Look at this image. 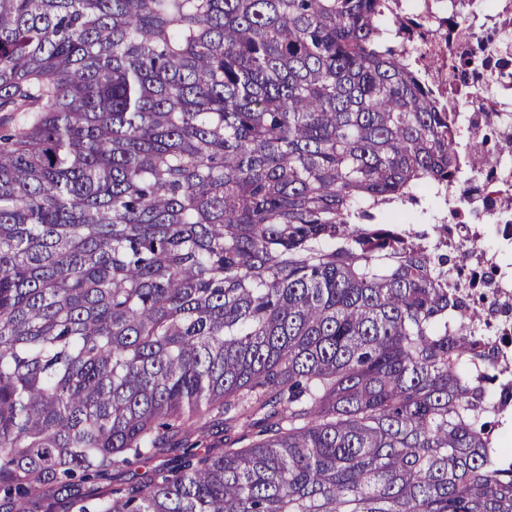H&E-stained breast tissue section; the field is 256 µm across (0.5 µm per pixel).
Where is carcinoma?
<instances>
[{
	"label": "carcinoma",
	"instance_id": "obj_1",
	"mask_svg": "<svg viewBox=\"0 0 512 512\" xmlns=\"http://www.w3.org/2000/svg\"><path fill=\"white\" fill-rule=\"evenodd\" d=\"M415 35L400 0H0L8 512H512L469 249L385 221L456 167ZM170 456V453H163L145 463H139L124 471L115 472L112 476V481L113 483L124 485H138L139 483H143L153 475L156 469L162 467Z\"/></svg>",
	"mask_w": 512,
	"mask_h": 512
}]
</instances>
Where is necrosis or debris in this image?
<instances>
[{
    "label": "necrosis or debris",
    "instance_id": "1",
    "mask_svg": "<svg viewBox=\"0 0 512 512\" xmlns=\"http://www.w3.org/2000/svg\"><path fill=\"white\" fill-rule=\"evenodd\" d=\"M430 31L415 54L434 92L454 104L462 155L484 152L479 173L459 165L448 192L449 249L484 241L454 290L489 295L481 324L499 367L495 401L512 421V0H421Z\"/></svg>",
    "mask_w": 512,
    "mask_h": 512
}]
</instances>
